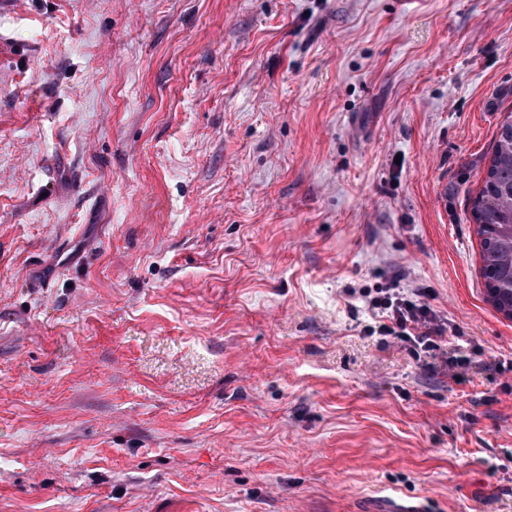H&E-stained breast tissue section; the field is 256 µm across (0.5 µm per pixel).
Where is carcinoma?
<instances>
[{
    "mask_svg": "<svg viewBox=\"0 0 512 512\" xmlns=\"http://www.w3.org/2000/svg\"><path fill=\"white\" fill-rule=\"evenodd\" d=\"M486 300L512 320V113L498 127L485 175L471 198Z\"/></svg>",
    "mask_w": 512,
    "mask_h": 512,
    "instance_id": "carcinoma-1",
    "label": "carcinoma"
}]
</instances>
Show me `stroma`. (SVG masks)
<instances>
[{
    "label": "stroma",
    "instance_id": "obj_1",
    "mask_svg": "<svg viewBox=\"0 0 512 512\" xmlns=\"http://www.w3.org/2000/svg\"><path fill=\"white\" fill-rule=\"evenodd\" d=\"M10 2L0 512H512V0ZM397 277L429 363L362 332ZM486 300L512 320V113L498 127L485 175L471 198Z\"/></svg>",
    "mask_w": 512,
    "mask_h": 512
}]
</instances>
